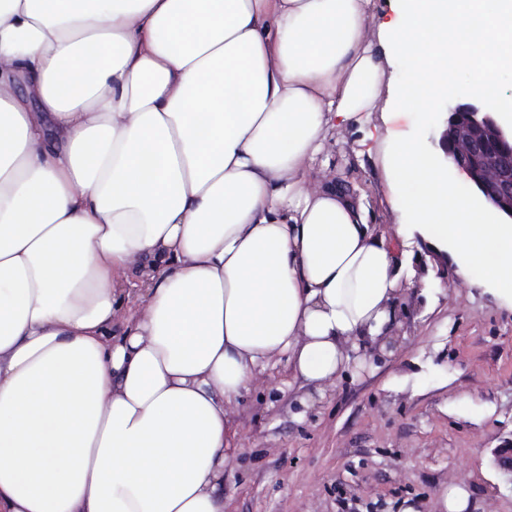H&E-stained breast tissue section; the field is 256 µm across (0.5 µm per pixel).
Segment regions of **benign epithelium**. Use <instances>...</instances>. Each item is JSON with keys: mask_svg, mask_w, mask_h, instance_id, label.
Masks as SVG:
<instances>
[{"mask_svg": "<svg viewBox=\"0 0 512 512\" xmlns=\"http://www.w3.org/2000/svg\"><path fill=\"white\" fill-rule=\"evenodd\" d=\"M438 147L441 160L466 175L478 199L512 221V128L479 101L455 100Z\"/></svg>", "mask_w": 512, "mask_h": 512, "instance_id": "obj_1", "label": "benign epithelium"}]
</instances>
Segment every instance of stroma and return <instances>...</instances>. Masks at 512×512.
<instances>
[{
  "mask_svg": "<svg viewBox=\"0 0 512 512\" xmlns=\"http://www.w3.org/2000/svg\"><path fill=\"white\" fill-rule=\"evenodd\" d=\"M413 128L400 112L337 131L331 161L344 172L360 143L378 151ZM351 179L369 195L370 223L399 238L404 217L386 201L378 159ZM411 265L402 338L378 363L309 409L282 360L228 405L224 512H443L451 485L467 487L469 512H512V475L492 454L512 439V300L458 258L432 257L426 240Z\"/></svg>",
  "mask_w": 512,
  "mask_h": 512,
  "instance_id": "obj_1",
  "label": "stroma"
}]
</instances>
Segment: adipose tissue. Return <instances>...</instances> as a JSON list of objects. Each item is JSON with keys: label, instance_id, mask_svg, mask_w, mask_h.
<instances>
[{"label": "adipose tissue", "instance_id": "adipose-tissue-1", "mask_svg": "<svg viewBox=\"0 0 512 512\" xmlns=\"http://www.w3.org/2000/svg\"><path fill=\"white\" fill-rule=\"evenodd\" d=\"M372 5L0 0V512H224L257 372L310 406L396 340L413 243L328 139L395 55L496 96L512 0Z\"/></svg>", "mask_w": 512, "mask_h": 512}]
</instances>
